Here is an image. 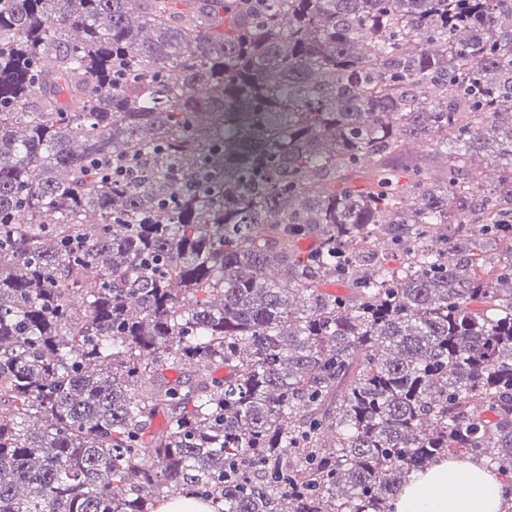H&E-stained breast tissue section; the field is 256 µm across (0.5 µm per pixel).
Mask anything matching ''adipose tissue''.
I'll return each mask as SVG.
<instances>
[{
    "instance_id": "1",
    "label": "adipose tissue",
    "mask_w": 512,
    "mask_h": 512,
    "mask_svg": "<svg viewBox=\"0 0 512 512\" xmlns=\"http://www.w3.org/2000/svg\"><path fill=\"white\" fill-rule=\"evenodd\" d=\"M504 484L494 470L461 457L445 458L396 494L394 512H504Z\"/></svg>"
}]
</instances>
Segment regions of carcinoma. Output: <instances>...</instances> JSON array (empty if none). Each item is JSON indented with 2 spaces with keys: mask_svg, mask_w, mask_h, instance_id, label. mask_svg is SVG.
Instances as JSON below:
<instances>
[{
  "mask_svg": "<svg viewBox=\"0 0 512 512\" xmlns=\"http://www.w3.org/2000/svg\"><path fill=\"white\" fill-rule=\"evenodd\" d=\"M466 456L512 486V0H0V512H393ZM490 162L489 157L485 153L475 155L470 159L468 170L470 179L474 183L486 185L491 182L493 170ZM157 507V506H156ZM155 507V509H156ZM208 503L194 498L192 495L161 501L156 512H210Z\"/></svg>",
  "mask_w": 512,
  "mask_h": 512,
  "instance_id": "carcinoma-1",
  "label": "carcinoma"
}]
</instances>
